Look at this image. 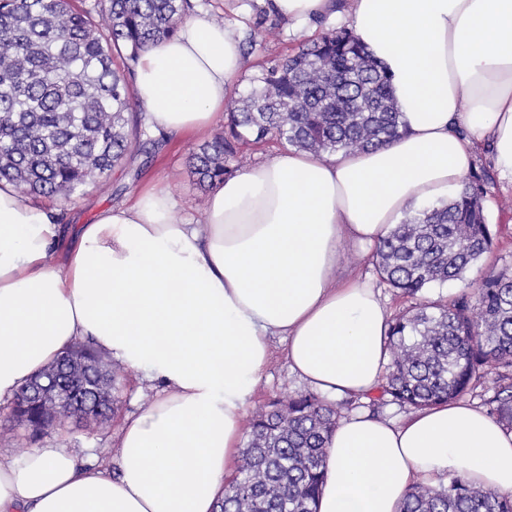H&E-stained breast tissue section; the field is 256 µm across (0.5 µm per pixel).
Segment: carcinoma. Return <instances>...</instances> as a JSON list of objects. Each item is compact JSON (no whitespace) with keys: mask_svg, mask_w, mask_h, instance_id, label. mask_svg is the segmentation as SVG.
Instances as JSON below:
<instances>
[{"mask_svg":"<svg viewBox=\"0 0 512 512\" xmlns=\"http://www.w3.org/2000/svg\"><path fill=\"white\" fill-rule=\"evenodd\" d=\"M192 0H0V179L24 195L68 199L119 164L142 136L127 75L173 36ZM226 107L224 130L192 154L198 184L236 172L238 154L276 140L318 155L377 148L404 128L385 69L349 31L332 30L262 74ZM491 176L470 173L446 203L407 210L377 246L382 281L415 297L454 280L493 246L481 205ZM381 396L421 409L453 400L488 371L496 419L512 427V274L490 271L475 296L419 303L390 321ZM336 409L313 393L274 400L245 425L220 512H315ZM401 512H512L505 496L453 475L413 486Z\"/></svg>","mask_w":512,"mask_h":512,"instance_id":"obj_1","label":"carcinoma"}]
</instances>
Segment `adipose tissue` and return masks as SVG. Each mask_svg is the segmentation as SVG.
<instances>
[{
  "mask_svg": "<svg viewBox=\"0 0 512 512\" xmlns=\"http://www.w3.org/2000/svg\"><path fill=\"white\" fill-rule=\"evenodd\" d=\"M350 31L384 66L407 127L384 146L289 148L217 183L202 223L173 218L156 186L71 227L0 180V406L77 340L163 384L128 418L117 467L69 448L0 457V512H217L243 410L285 343L293 374L364 397L389 363L375 289L340 279L344 242L374 246L412 202L460 187L491 145L512 181V0H354ZM235 26L207 14L150 45L135 94L157 132L203 133L242 74ZM512 494V432L458 400L395 424L341 418L317 512H400L411 487L449 475Z\"/></svg>",
  "mask_w": 512,
  "mask_h": 512,
  "instance_id": "obj_1",
  "label": "adipose tissue"
}]
</instances>
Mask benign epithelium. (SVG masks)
<instances>
[{
	"mask_svg": "<svg viewBox=\"0 0 512 512\" xmlns=\"http://www.w3.org/2000/svg\"><path fill=\"white\" fill-rule=\"evenodd\" d=\"M103 386L112 387V378L103 374L99 363L68 352L56 364L52 376L46 377L39 372L21 389L12 414L25 427H50L54 421L44 414L39 416L38 424L31 423L27 410H40L43 404L51 401L80 415L102 418L112 411V399L100 395L99 388Z\"/></svg>",
	"mask_w": 512,
	"mask_h": 512,
	"instance_id": "1",
	"label": "benign epithelium"
}]
</instances>
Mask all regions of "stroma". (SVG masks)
<instances>
[{"mask_svg":"<svg viewBox=\"0 0 512 512\" xmlns=\"http://www.w3.org/2000/svg\"><path fill=\"white\" fill-rule=\"evenodd\" d=\"M202 10L215 18L239 20L240 25L236 29L239 38H246L254 30L262 33L261 41L244 61L243 75L235 88L239 95L247 94L257 87L264 68L312 41L306 24L276 17L268 11L264 0H207ZM160 141L159 148L149 152L132 149L120 164L102 178L87 185L69 200L55 201L54 206L63 212L65 223H92L101 211L131 203L143 187L159 182L169 188L176 201L173 211L175 217L202 220L209 193L199 187L188 163L192 151L202 145V138L164 134ZM484 199L488 203L486 212L493 236V248L463 278L431 284L413 300L382 283L371 255L350 241L345 242L341 248L339 277L371 282L392 315L405 311L416 300L434 302L465 291L474 292L487 271L512 270V184L500 176H493L486 187ZM272 349L273 355L262 379L253 388L244 410L245 415L254 414L274 399L308 389L307 384L291 373L282 344L273 342ZM160 390V384L144 380L133 368H125L124 376L118 382L117 401L108 420L72 417L37 435L14 428L10 413L1 412L0 454L16 456L24 448L53 444L76 449L82 460L92 463L103 460L117 462L118 435L124 421L139 408L155 400Z\"/></svg>","mask_w":512,"mask_h":512,"instance_id":"stroma-1","label":"stroma"}]
</instances>
